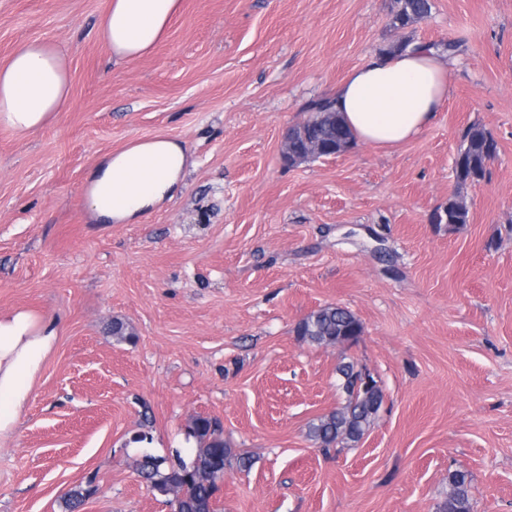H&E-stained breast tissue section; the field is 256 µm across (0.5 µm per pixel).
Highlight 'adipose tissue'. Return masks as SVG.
I'll return each instance as SVG.
<instances>
[{"mask_svg": "<svg viewBox=\"0 0 512 512\" xmlns=\"http://www.w3.org/2000/svg\"><path fill=\"white\" fill-rule=\"evenodd\" d=\"M182 8L183 0H109L102 37L113 59L150 54ZM448 70L431 47L378 52L351 70L331 98L356 141L395 147L422 134L446 102ZM68 94L64 52L50 42H29L0 64V126L36 131ZM189 166L184 144L160 136L105 155L89 177L87 210L106 224L136 223L174 198ZM58 339L55 321L31 310H0V442L16 433Z\"/></svg>", "mask_w": 512, "mask_h": 512, "instance_id": "1", "label": "adipose tissue"}]
</instances>
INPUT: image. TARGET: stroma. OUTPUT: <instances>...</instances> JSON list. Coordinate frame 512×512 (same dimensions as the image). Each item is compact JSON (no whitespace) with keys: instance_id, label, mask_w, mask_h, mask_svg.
Wrapping results in <instances>:
<instances>
[{"instance_id":"stroma-1","label":"stroma","mask_w":512,"mask_h":512,"mask_svg":"<svg viewBox=\"0 0 512 512\" xmlns=\"http://www.w3.org/2000/svg\"><path fill=\"white\" fill-rule=\"evenodd\" d=\"M393 4L184 0L150 55L116 62L107 0H0V62L47 40L70 75L44 127H0V310L60 327L0 443V512H65L90 483L82 512H171L135 462L194 452L200 415L234 454L219 512H438L455 469L473 512H512V0H431L402 32ZM402 35L461 44L426 130L289 164L284 135L307 103ZM473 123L498 153L461 189ZM157 136L196 162L182 191L137 224L92 220L98 160ZM458 191L468 223H434ZM328 304L359 319L356 342L298 338ZM117 318L131 340L113 337ZM343 361L373 373L384 403L326 455L307 431L341 405Z\"/></svg>"}]
</instances>
